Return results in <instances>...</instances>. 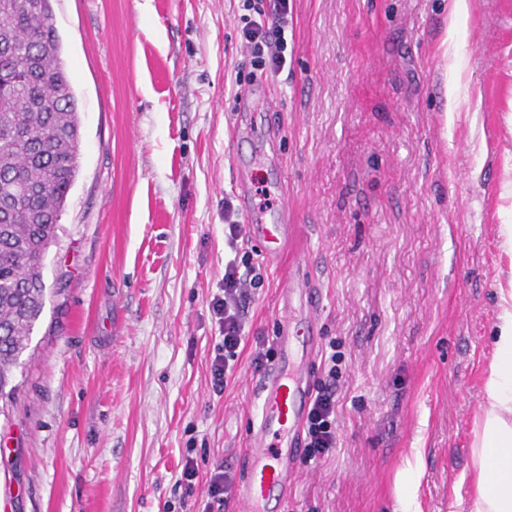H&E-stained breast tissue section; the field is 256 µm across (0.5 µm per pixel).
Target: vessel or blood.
Returning a JSON list of instances; mask_svg holds the SVG:
<instances>
[{"mask_svg": "<svg viewBox=\"0 0 512 512\" xmlns=\"http://www.w3.org/2000/svg\"><path fill=\"white\" fill-rule=\"evenodd\" d=\"M248 231L273 243V257H280L288 244V227L265 223L247 213ZM304 278L294 277L280 292L281 328L276 338L279 355L256 381L261 408L256 427L248 438L250 469L239 491L244 512H259L260 506L287 490L294 473L298 450L284 433L295 430L309 405V384L302 371L292 370L290 356L296 342H310L316 323L315 304H307L305 320L293 316L294 301L308 296Z\"/></svg>", "mask_w": 512, "mask_h": 512, "instance_id": "1", "label": "vessel or blood"}]
</instances>
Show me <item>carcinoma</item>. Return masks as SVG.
Listing matches in <instances>:
<instances>
[{
  "label": "carcinoma",
  "instance_id": "carcinoma-1",
  "mask_svg": "<svg viewBox=\"0 0 512 512\" xmlns=\"http://www.w3.org/2000/svg\"><path fill=\"white\" fill-rule=\"evenodd\" d=\"M80 138L52 0H0V398L44 309Z\"/></svg>",
  "mask_w": 512,
  "mask_h": 512
}]
</instances>
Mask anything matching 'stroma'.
Wrapping results in <instances>:
<instances>
[{"label":"stroma","mask_w":512,"mask_h":512,"mask_svg":"<svg viewBox=\"0 0 512 512\" xmlns=\"http://www.w3.org/2000/svg\"><path fill=\"white\" fill-rule=\"evenodd\" d=\"M286 67L249 74L243 0H52L80 168L44 259L46 303L0 400V512H197L179 478L244 481L249 354L223 394L210 311L224 203L287 212L320 299L314 380L336 373V446L300 456L265 512H468L501 248L512 226V0H289ZM251 332L275 339L290 257Z\"/></svg>","instance_id":"1"}]
</instances>
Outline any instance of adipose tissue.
I'll return each instance as SVG.
<instances>
[{"instance_id": "adipose-tissue-1", "label": "adipose tissue", "mask_w": 512, "mask_h": 512, "mask_svg": "<svg viewBox=\"0 0 512 512\" xmlns=\"http://www.w3.org/2000/svg\"><path fill=\"white\" fill-rule=\"evenodd\" d=\"M499 308L484 373L486 404L473 434L476 485L469 512H512V277L499 291Z\"/></svg>"}]
</instances>
